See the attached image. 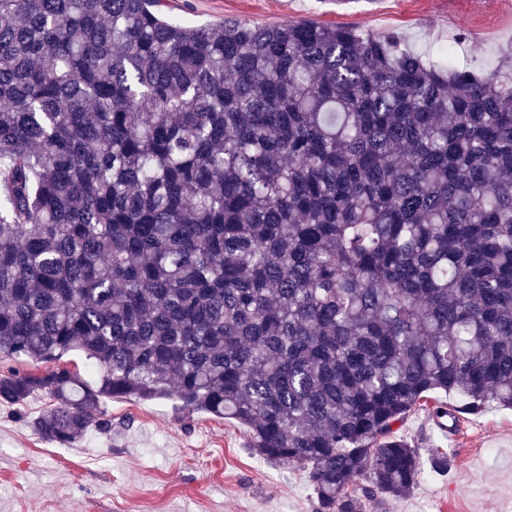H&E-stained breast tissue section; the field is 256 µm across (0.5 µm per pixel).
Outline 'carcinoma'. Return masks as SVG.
Instances as JSON below:
<instances>
[{
	"instance_id": "cac0c4a2",
	"label": "carcinoma",
	"mask_w": 512,
	"mask_h": 512,
	"mask_svg": "<svg viewBox=\"0 0 512 512\" xmlns=\"http://www.w3.org/2000/svg\"><path fill=\"white\" fill-rule=\"evenodd\" d=\"M161 0H0V404L67 444L174 398L305 469L317 512L419 481L430 394L512 409V63ZM80 352L98 373L59 365Z\"/></svg>"
}]
</instances>
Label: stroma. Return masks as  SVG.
Listing matches in <instances>:
<instances>
[{"label": "stroma", "mask_w": 512, "mask_h": 512, "mask_svg": "<svg viewBox=\"0 0 512 512\" xmlns=\"http://www.w3.org/2000/svg\"><path fill=\"white\" fill-rule=\"evenodd\" d=\"M164 13L192 26L311 20L396 34L427 61L449 47L481 71L512 56V0H165ZM49 404L36 394L0 405V512H317L306 472L258 457L234 421L187 415L172 398L107 399L111 428L62 445L33 426ZM395 431L421 451L448 450L452 462L425 468L383 512H512V410L462 415L448 436L419 409Z\"/></svg>", "instance_id": "35a3bbf8"}]
</instances>
